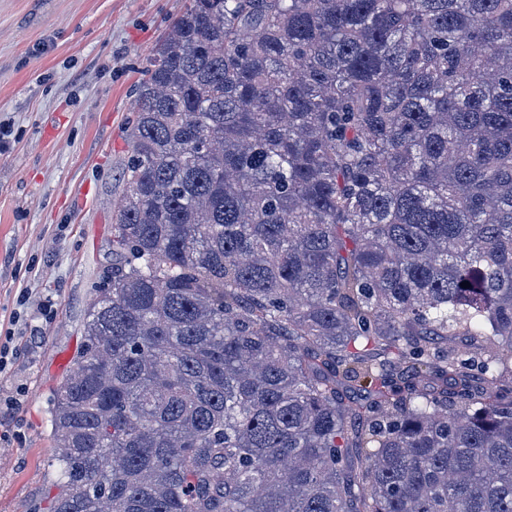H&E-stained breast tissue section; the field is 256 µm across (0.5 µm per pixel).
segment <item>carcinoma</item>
I'll list each match as a JSON object with an SVG mask.
<instances>
[{
	"label": "carcinoma",
	"instance_id": "1",
	"mask_svg": "<svg viewBox=\"0 0 512 512\" xmlns=\"http://www.w3.org/2000/svg\"><path fill=\"white\" fill-rule=\"evenodd\" d=\"M137 102L47 512H512V0H189Z\"/></svg>",
	"mask_w": 512,
	"mask_h": 512
}]
</instances>
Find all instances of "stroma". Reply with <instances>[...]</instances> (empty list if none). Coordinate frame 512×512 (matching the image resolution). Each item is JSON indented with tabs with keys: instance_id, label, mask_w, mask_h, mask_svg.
<instances>
[{
	"instance_id": "obj_1",
	"label": "stroma",
	"mask_w": 512,
	"mask_h": 512,
	"mask_svg": "<svg viewBox=\"0 0 512 512\" xmlns=\"http://www.w3.org/2000/svg\"><path fill=\"white\" fill-rule=\"evenodd\" d=\"M186 0H0V512L55 491L51 399L112 265L135 88Z\"/></svg>"
}]
</instances>
